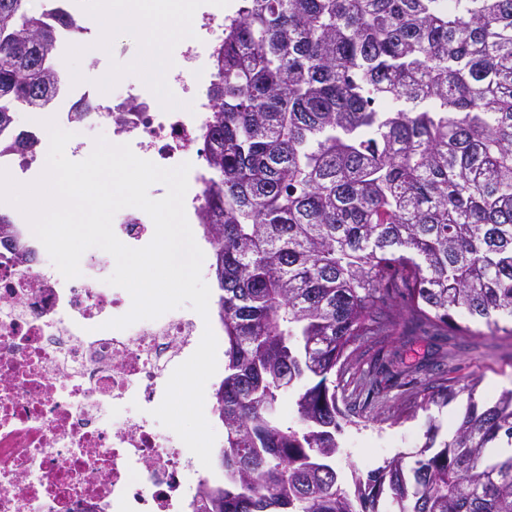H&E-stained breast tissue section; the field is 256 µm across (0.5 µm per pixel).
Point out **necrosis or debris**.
I'll return each instance as SVG.
<instances>
[{"label": "necrosis or debris", "mask_w": 512, "mask_h": 512, "mask_svg": "<svg viewBox=\"0 0 512 512\" xmlns=\"http://www.w3.org/2000/svg\"><path fill=\"white\" fill-rule=\"evenodd\" d=\"M187 23L193 35L165 78L174 103L159 106L147 83L108 97L75 85L58 111L72 154H83V132L96 127L158 166L190 163L184 207L195 221L212 115L210 55L224 40V15ZM78 103L89 112L77 114ZM110 261L85 251L79 276L68 280L28 225L0 232V512H188L206 478L152 415L176 358L194 351L204 326L193 311L173 309L106 328L132 306L126 290L98 274Z\"/></svg>", "instance_id": "1"}]
</instances>
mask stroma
I'll list each match as a JSON object with an SVG mask.
<instances>
[{
  "label": "stroma",
  "instance_id": "stroma-1",
  "mask_svg": "<svg viewBox=\"0 0 512 512\" xmlns=\"http://www.w3.org/2000/svg\"><path fill=\"white\" fill-rule=\"evenodd\" d=\"M146 49V41L134 33L114 35L107 45L94 48L83 40L62 72L75 77L79 84L97 86L100 93L119 94L127 86L140 84L132 64ZM113 74L117 75V82L107 83V76ZM394 352L408 365H426L449 355L456 380L463 384L477 382L475 400L481 406L489 404L502 391L512 389V336L501 331L490 333L482 323L475 324L473 335L456 336L446 342L421 335L399 337L383 347H364L360 351V366L367 369L383 364ZM409 391L405 381L390 380L385 382L381 395L385 407L409 408L407 418L396 422L369 418L360 425L345 426L336 456V468L344 479H351L353 471L364 473L384 460L415 452L424 443L429 424L439 425L440 438H447L467 406V399L462 396L448 406H434L426 412L415 408Z\"/></svg>",
  "mask_w": 512,
  "mask_h": 512
}]
</instances>
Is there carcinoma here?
Segmentation results:
<instances>
[{
    "label": "carcinoma",
    "instance_id": "cac0c4a2",
    "mask_svg": "<svg viewBox=\"0 0 512 512\" xmlns=\"http://www.w3.org/2000/svg\"><path fill=\"white\" fill-rule=\"evenodd\" d=\"M76 25L65 6L0 0V134L21 154L38 140L16 109L60 93L50 60ZM214 67L200 220L224 329L223 479L192 512H382L383 496L512 512V390L350 489L337 435L378 413L380 372L340 399L334 381L408 323L512 319V0H238ZM448 374L435 366L417 407L473 395ZM287 390L300 428L280 422Z\"/></svg>",
    "mask_w": 512,
    "mask_h": 512
}]
</instances>
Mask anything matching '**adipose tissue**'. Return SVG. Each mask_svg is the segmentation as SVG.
Listing matches in <instances>:
<instances>
[{"instance_id": "1", "label": "adipose tissue", "mask_w": 512, "mask_h": 512, "mask_svg": "<svg viewBox=\"0 0 512 512\" xmlns=\"http://www.w3.org/2000/svg\"><path fill=\"white\" fill-rule=\"evenodd\" d=\"M198 7V0H105L103 34L108 37L139 30L149 51L136 61L135 68L141 79L154 82L159 74L175 67L171 47L183 38L180 20Z\"/></svg>"}]
</instances>
